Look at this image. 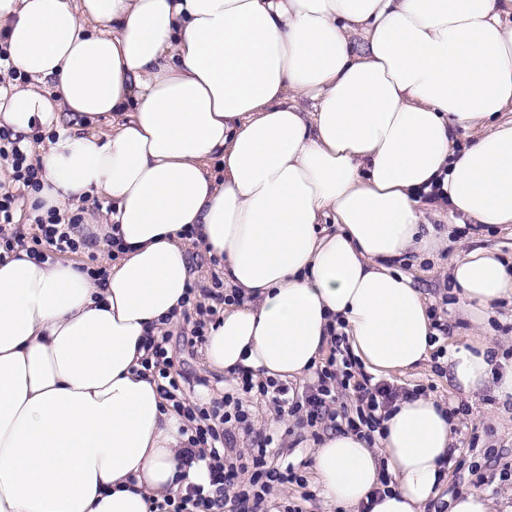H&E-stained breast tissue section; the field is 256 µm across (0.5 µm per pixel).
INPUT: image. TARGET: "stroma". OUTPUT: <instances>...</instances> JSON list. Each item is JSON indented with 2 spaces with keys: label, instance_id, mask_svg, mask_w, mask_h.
<instances>
[{
  "label": "stroma",
  "instance_id": "1",
  "mask_svg": "<svg viewBox=\"0 0 512 512\" xmlns=\"http://www.w3.org/2000/svg\"><path fill=\"white\" fill-rule=\"evenodd\" d=\"M427 223L439 232L449 233L450 245L429 258H411L401 269L411 275L422 290L427 305L434 310L438 322L447 324L439 345L421 368L387 376V383L408 391H423L439 398L452 411L455 452L445 470V483L425 512H440L448 494L471 489L469 463L481 465L487 480L485 489L493 498L512 504V400H500L494 382H487L474 394L463 393L454 384L448 368L447 354L452 346H471L476 337L491 342L504 363L512 362V305L502 304L484 325H475L468 317L460 291L448 275V260L459 251L476 247L496 249L505 259L512 257V224L488 226L463 224L449 226L433 211H425ZM187 323L177 322L169 329L168 347L173 357L172 374L185 378V397L190 400L210 399L235 392L236 383L224 374L212 371L204 361L203 345H191L183 335ZM255 432L271 437L270 458L278 466L293 465L300 475L309 473V451L314 439L309 427L298 418L279 414L266 400L252 403Z\"/></svg>",
  "mask_w": 512,
  "mask_h": 512
}]
</instances>
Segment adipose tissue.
<instances>
[{
  "label": "adipose tissue",
  "mask_w": 512,
  "mask_h": 512,
  "mask_svg": "<svg viewBox=\"0 0 512 512\" xmlns=\"http://www.w3.org/2000/svg\"><path fill=\"white\" fill-rule=\"evenodd\" d=\"M0 31L29 78L0 121L58 135L34 152L29 202L105 201L93 230L118 240L102 283L23 250L0 263V512H150L202 482L203 462L180 460L187 420L141 365L182 310L187 231L240 297L207 364L285 381L335 331L377 377L430 359L426 299L395 263L441 244L420 211L432 184L449 223L512 224V0H0ZM105 114L111 131H90ZM448 271L477 319L512 298L493 250ZM496 362L482 340L448 351L463 392L495 373L512 398ZM453 444L419 393L375 442L325 434L311 471L346 512H423Z\"/></svg>",
  "instance_id": "ef3b65f1"
}]
</instances>
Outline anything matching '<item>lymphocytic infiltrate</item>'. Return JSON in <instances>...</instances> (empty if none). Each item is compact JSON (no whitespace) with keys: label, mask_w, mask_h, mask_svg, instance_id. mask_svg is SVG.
I'll return each instance as SVG.
<instances>
[{"label":"lymphocytic infiltrate","mask_w":512,"mask_h":512,"mask_svg":"<svg viewBox=\"0 0 512 512\" xmlns=\"http://www.w3.org/2000/svg\"><path fill=\"white\" fill-rule=\"evenodd\" d=\"M11 171L9 183H0V262L10 253L27 247L35 259L46 260L51 255L74 252L80 247L74 231L85 221V209L78 206L67 212L50 210L35 217V234H28L17 216L16 203L22 193L41 187L43 169L34 164L23 146L21 137L8 127L0 126V166ZM221 280L205 286L190 283L186 296L190 298L196 318L189 329L192 342H204L207 326L216 322L219 307L225 297ZM166 336L148 338L145 342V370L165 382L160 393L168 407L185 417L191 424L190 435L182 450L185 465L204 460L208 473L207 484L187 485L176 497L154 504L150 512H264L265 497L274 487L300 483L292 469H279L269 464L268 439L256 437L251 423L250 407L244 403L246 394L255 392L271 398L278 409L302 415L308 427L344 419L348 431L360 437H370L381 429L383 410L399 398L393 385L372 381L351 355L342 334H333L332 351L325 365L317 369L318 381L308 387L303 400H295L288 384L274 380H257L242 373L239 394H224L207 402L187 400L180 382L171 373L172 357ZM347 391L355 402L352 415L341 416L335 404L339 391ZM253 438L248 455L230 456L226 444L232 443L235 431Z\"/></svg>","instance_id":"f902f5d3"}]
</instances>
